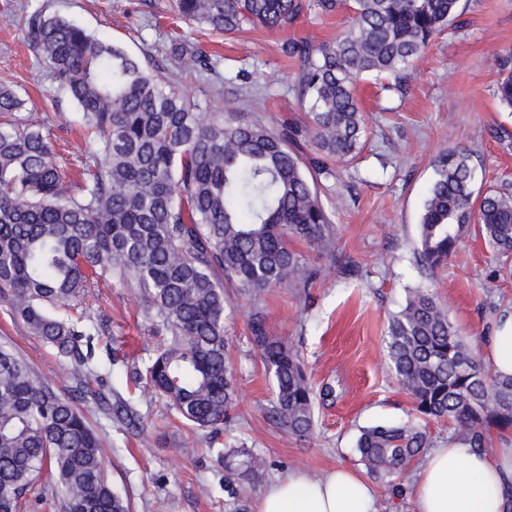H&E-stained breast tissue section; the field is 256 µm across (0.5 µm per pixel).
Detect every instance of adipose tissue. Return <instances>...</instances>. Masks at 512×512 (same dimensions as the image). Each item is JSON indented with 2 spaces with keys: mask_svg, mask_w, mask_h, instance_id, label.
<instances>
[{
  "mask_svg": "<svg viewBox=\"0 0 512 512\" xmlns=\"http://www.w3.org/2000/svg\"><path fill=\"white\" fill-rule=\"evenodd\" d=\"M495 374H512V311L481 343ZM413 512H512V452L488 454L458 440L430 448L410 486ZM255 512H378L376 492L355 469L321 477L300 471L275 477Z\"/></svg>",
  "mask_w": 512,
  "mask_h": 512,
  "instance_id": "obj_1",
  "label": "adipose tissue"
}]
</instances>
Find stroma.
Masks as SVG:
<instances>
[{
	"mask_svg": "<svg viewBox=\"0 0 512 512\" xmlns=\"http://www.w3.org/2000/svg\"><path fill=\"white\" fill-rule=\"evenodd\" d=\"M44 10L107 35L138 58L149 60L167 83L185 87L201 110L243 108L246 119L270 129L302 124L294 91L296 60L280 51L282 35L261 27L213 38L192 33L199 48L216 54L215 71L184 73L167 37L174 0H0V87L25 105L23 116L60 146V164L75 178L87 135L77 108L57 89L26 37L27 13ZM459 16L414 63L403 88L366 75L358 83L363 148L355 160L333 165L319 177L321 200L339 228L336 245L351 273L333 272L312 288L269 289L260 308L269 336L298 351L314 388L331 386L316 401V425L304 440L273 425L266 409L273 396L248 324L252 305L225 285L227 360L236 377L235 407L218 438L179 421L164 399L140 394L133 373L156 355L155 336L140 290L100 278L92 317L99 333L94 360L110 387L131 399L154 439L138 438L93 408L85 413L112 453L105 472L127 496L132 512H252L268 482L298 470L321 476L338 466L359 468L356 441L363 429L406 422L411 398L401 389L387 357L391 318L411 289H429L446 308L460 335L478 341L496 316L512 307V277H495L497 263L478 233L458 241L447 264L421 275L414 262L420 217L434 179L435 158L451 149L471 156L473 189L512 193V112L495 95L498 64L512 56V0H460ZM348 11L311 10L297 32L314 44L331 41L347 24ZM22 353L61 391H69L53 350L14 320L0 302V343ZM240 444L267 461L252 478L236 479L239 501L224 490L225 462L218 449ZM417 465L395 475L364 471L374 485L379 512H412L408 487ZM210 486L202 495L201 486Z\"/></svg>",
	"mask_w": 512,
	"mask_h": 512,
	"instance_id": "stroma-1",
	"label": "stroma"
}]
</instances>
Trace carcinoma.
Wrapping results in <instances>:
<instances>
[{"label":"carcinoma","instance_id":"cac0c4a2","mask_svg":"<svg viewBox=\"0 0 512 512\" xmlns=\"http://www.w3.org/2000/svg\"><path fill=\"white\" fill-rule=\"evenodd\" d=\"M459 0H175L180 19L234 34L243 24L285 33L282 52L297 59V97L306 130L271 131L229 111L203 112L185 91L119 44L37 9L28 29L40 61L77 105L93 134V163L66 184L54 143L27 123L24 101L0 89V301L30 333L53 347L72 381L64 395L19 353L0 346V512H131L106 477L109 454L77 403L93 405L150 443L129 400L105 386L90 347L96 326L86 310L95 277L140 288L163 345L135 383L168 400L180 421L217 432L234 406L227 362L224 282L257 300L286 284L309 288L326 271L307 265L298 246L336 267L338 227L317 187L327 161H350L363 120L355 81L364 73L406 76L433 37L456 18ZM353 11L348 30L318 48L289 31L308 9ZM181 67L214 69L209 55L178 37ZM496 96L512 109V69ZM319 154L305 171L303 148ZM420 219L416 253L432 270L445 263L472 223L512 276V195L474 198L470 154L443 153ZM80 307L76 320L51 312ZM253 341L274 382L268 414L299 439L314 428L315 394L299 356L270 338L251 313ZM388 357L421 419L448 423L452 438L493 452L488 430H512V375L491 373L424 289L410 292L389 324ZM432 447L416 423L364 430L357 448L373 472L406 470ZM227 485L258 474L252 448L217 449Z\"/></svg>","mask_w":512,"mask_h":512}]
</instances>
